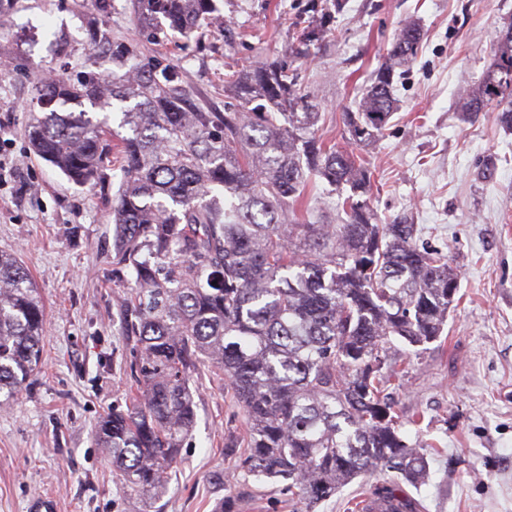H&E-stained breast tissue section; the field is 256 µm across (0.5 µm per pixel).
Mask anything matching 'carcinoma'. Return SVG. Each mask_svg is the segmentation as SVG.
<instances>
[{
	"label": "carcinoma",
	"instance_id": "carcinoma-1",
	"mask_svg": "<svg viewBox=\"0 0 512 512\" xmlns=\"http://www.w3.org/2000/svg\"><path fill=\"white\" fill-rule=\"evenodd\" d=\"M147 41L190 39L218 0H136ZM342 0H309L290 53L307 59L331 31ZM421 30L405 24L372 85L344 114L347 142L365 148L393 114L395 69L417 55ZM110 78L90 57L74 78L40 81L26 136L32 151L77 185L107 156L103 123L72 110L123 104L112 131L121 179L112 194L118 272L130 293L125 327L142 346L127 410L112 408L97 437L130 491L163 493L164 469L194 426L190 359L224 369L249 429L244 472L285 481L307 512L364 471L417 484L426 457L400 433L386 394L397 374L389 337L413 347L442 336L459 284L445 258L420 250L405 218L379 223L371 173L353 150L317 135L318 106L295 69L261 62L224 83L241 112H191L177 73L112 47ZM501 107L512 127V26L499 32L482 81L461 112ZM349 190L345 220L300 223L307 179ZM45 307L29 273L0 253V392L15 394L40 357Z\"/></svg>",
	"mask_w": 512,
	"mask_h": 512
}]
</instances>
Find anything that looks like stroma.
I'll use <instances>...</instances> for the list:
<instances>
[{
  "instance_id": "1",
  "label": "stroma",
  "mask_w": 512,
  "mask_h": 512,
  "mask_svg": "<svg viewBox=\"0 0 512 512\" xmlns=\"http://www.w3.org/2000/svg\"><path fill=\"white\" fill-rule=\"evenodd\" d=\"M133 0H0V252L30 273L45 305L42 358L0 405V512H27L49 494L57 512H304L277 483L241 468L248 424L222 369L189 371L196 420L162 494L124 488L96 429L139 374L140 344L120 328L127 290L114 273L112 194L104 166L76 185L37 157L25 136L37 82L72 75L89 55L115 69L112 47L186 71L184 88L206 112L241 109L227 69L290 61L318 105L319 134L345 146L354 108L396 32L420 23L414 62L394 80L397 110L361 153L373 173L368 201L382 223L408 217L419 248L459 275L440 339L417 350L392 339L400 370L391 392L401 434L429 462L420 486L401 489L418 512H512V129L497 109H457L485 74L512 0H346L314 57L289 58L288 37L306 0H222L220 22L189 41L148 43ZM390 471L357 478L316 512H353Z\"/></svg>"
}]
</instances>
